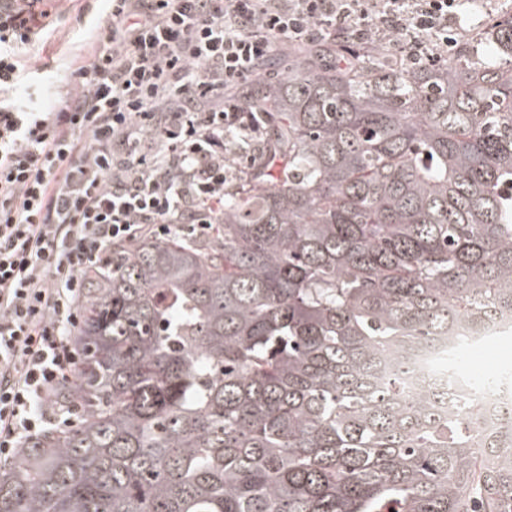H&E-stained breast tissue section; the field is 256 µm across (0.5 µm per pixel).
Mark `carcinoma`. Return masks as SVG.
<instances>
[{
  "label": "carcinoma",
  "mask_w": 512,
  "mask_h": 512,
  "mask_svg": "<svg viewBox=\"0 0 512 512\" xmlns=\"http://www.w3.org/2000/svg\"><path fill=\"white\" fill-rule=\"evenodd\" d=\"M343 32L236 97L263 163L209 239L87 278L76 427L0 469V512H512V400L400 352L512 318V17L421 65ZM396 360L381 376L383 361Z\"/></svg>",
  "instance_id": "1"
}]
</instances>
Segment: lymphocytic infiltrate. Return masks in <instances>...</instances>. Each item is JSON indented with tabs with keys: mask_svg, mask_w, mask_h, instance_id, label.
I'll list each match as a JSON object with an SVG mask.
<instances>
[{
	"mask_svg": "<svg viewBox=\"0 0 512 512\" xmlns=\"http://www.w3.org/2000/svg\"><path fill=\"white\" fill-rule=\"evenodd\" d=\"M44 0H0V459L81 407L85 276L112 247L211 236L224 184L253 164L264 132L231 88L280 46L327 31L412 32L433 63L456 42L458 0H112L91 29L93 59L61 107L21 104L27 46Z\"/></svg>",
	"mask_w": 512,
	"mask_h": 512,
	"instance_id": "f902f5d3",
	"label": "lymphocytic infiltrate"
}]
</instances>
